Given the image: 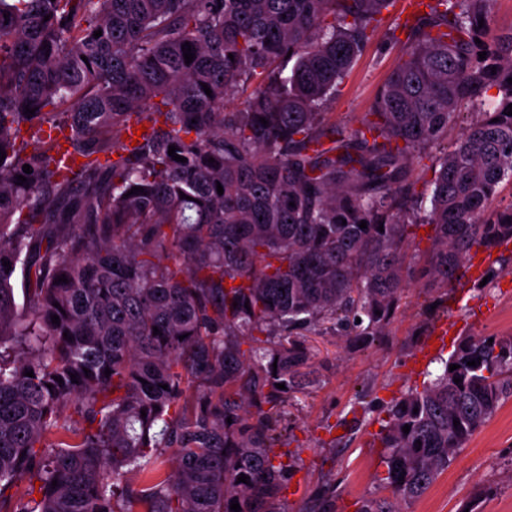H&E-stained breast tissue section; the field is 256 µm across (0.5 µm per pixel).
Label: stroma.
Wrapping results in <instances>:
<instances>
[{"instance_id":"obj_1","label":"stroma","mask_w":512,"mask_h":512,"mask_svg":"<svg viewBox=\"0 0 512 512\" xmlns=\"http://www.w3.org/2000/svg\"><path fill=\"white\" fill-rule=\"evenodd\" d=\"M395 12L382 15L369 47L327 106L341 126L359 127L376 94L399 63L401 46L387 33ZM498 255L487 283L463 277L451 285L414 279L382 336L360 343L327 334L313 339L320 382L284 406L277 432L279 452L299 455L302 465L282 488L286 512H304L311 494L324 482L335 486L334 512H357L362 502L389 498L379 479L385 471L378 437L391 402L422 387L431 361L417 362L434 327L453 323L446 358L467 337H512V247L473 248L471 258ZM495 495L480 500L482 512H512V398L461 448L448 468L405 512H462L483 486Z\"/></svg>"}]
</instances>
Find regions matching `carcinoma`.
<instances>
[{"label":"carcinoma","instance_id":"cac0c4a2","mask_svg":"<svg viewBox=\"0 0 512 512\" xmlns=\"http://www.w3.org/2000/svg\"><path fill=\"white\" fill-rule=\"evenodd\" d=\"M494 3L427 0L395 22L404 56L351 128L325 105L394 0H0V512H283L298 459L275 422L319 382L311 336L372 341L416 275L452 282L473 247L512 239V205L489 211L512 179ZM463 107L417 194L408 167ZM134 123L141 141L115 145ZM56 130L84 159L67 173ZM417 224L433 229L419 273ZM510 397L512 338L463 339L388 409L380 481L420 497ZM23 474L40 499L15 498Z\"/></svg>","mask_w":512,"mask_h":512}]
</instances>
